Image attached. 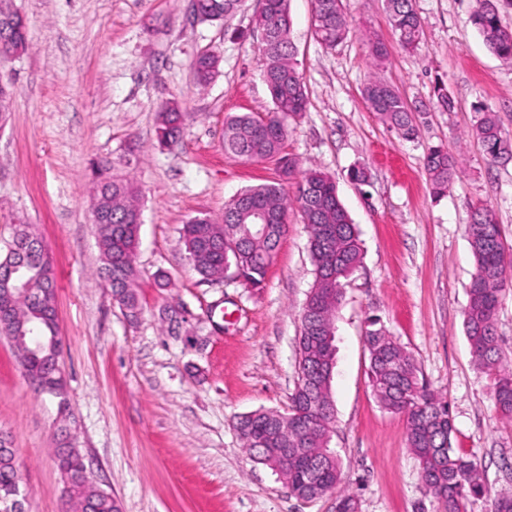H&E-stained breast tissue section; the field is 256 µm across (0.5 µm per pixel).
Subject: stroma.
<instances>
[{
    "instance_id": "stroma-1",
    "label": "stroma",
    "mask_w": 512,
    "mask_h": 512,
    "mask_svg": "<svg viewBox=\"0 0 512 512\" xmlns=\"http://www.w3.org/2000/svg\"><path fill=\"white\" fill-rule=\"evenodd\" d=\"M29 46L0 75L13 107L0 123V255L18 223L30 224L52 260L62 336L64 395L30 386L0 336V433L11 441L27 512H67L55 460L61 427L81 448L98 488L120 512H334L335 493L294 498L245 452L238 416L287 410L298 376L300 313L314 281L308 231L288 212L263 287L233 275L204 280L180 240L195 216L221 219L239 190L275 181V162L224 152V119L270 111L261 74L260 0L222 22H197L190 0H12ZM422 36L413 49L394 34L385 0H350L351 30L335 49L314 36L312 0H290L291 40L307 89L284 152L298 170L331 176L357 227L363 259L344 282L336 313L335 421L330 448L342 487L361 512H442L406 445L403 419L383 410L368 378L366 321L378 317L444 397L453 446L478 462L488 498L512 496V422L496 410L492 381L464 333L466 287L475 271L471 208L491 207L512 249V162L491 163L467 136L478 109L512 132V65L490 54L469 16L475 0H413ZM387 59L374 68L370 40ZM215 54L206 88L193 62ZM379 72L409 103L429 102L444 82L455 109L423 113L406 140L368 109L362 89ZM178 101L183 137L159 143L156 111ZM459 163L445 196H433L429 147ZM130 175L143 211L137 267L141 307L128 321L98 278L90 188L97 165ZM367 168L368 184L352 181Z\"/></svg>"
}]
</instances>
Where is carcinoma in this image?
<instances>
[{
  "instance_id": "cac0c4a2",
  "label": "carcinoma",
  "mask_w": 512,
  "mask_h": 512,
  "mask_svg": "<svg viewBox=\"0 0 512 512\" xmlns=\"http://www.w3.org/2000/svg\"><path fill=\"white\" fill-rule=\"evenodd\" d=\"M390 23L400 44L412 49L421 39L422 24L413 0H386ZM244 0H195V13L204 22H219L234 14ZM289 0H266L256 18L265 37L259 48L263 79L273 108L260 115L236 113L224 121V153L255 162L274 161L279 180L240 190L224 205V218L214 222L195 217L182 225L181 241L195 271L205 279H218L232 268L248 288L262 287L267 268L287 232L288 210L300 212L309 232V251L314 266L312 294L301 318L298 347L301 356L297 384L288 411L256 410L238 417L236 429L242 447L258 463L274 459L282 448L296 451L288 457V484L292 495L313 500L334 490L341 481V461L329 448L334 419L331 382L335 363L336 312L343 299V280L362 263L363 251L351 216L341 203L335 182L320 170L302 173L296 190L288 183L296 161L284 154L289 120L307 107L302 74L295 62L290 39ZM315 36L327 49H334L348 36V0H314ZM12 18L0 27V71L28 48L25 19L0 0V18ZM470 22L483 36L488 49L512 63V27L503 24L497 0H476ZM218 69L209 53L194 63L196 82L205 86ZM370 111L401 137L417 134L416 113L398 91L378 74L362 90ZM434 105L443 112L454 110V101L443 85L434 88ZM182 115L177 102L165 101L158 110L160 143L180 141ZM467 137L477 141L487 157L497 162L512 159V133L490 111H482ZM425 169L431 192H448L458 172V161L443 146L429 148ZM93 206L102 219L98 228L100 278L112 288L120 306L139 307L136 292L142 210L138 190L128 175L100 171L93 187ZM259 208L267 216L268 232L257 234L250 211ZM469 242L475 273L468 288L464 332L475 363L493 378V398L502 417L512 420V364L499 345L497 313L500 298L512 283V257L508 256L495 212L487 207L471 211ZM28 283L29 294H14L12 302L0 303V335L9 337L18 351L25 374L43 384L42 390L63 394L61 373L54 369L61 347L56 317L53 269L42 241L30 225L20 224L0 257V299L16 279ZM369 382L379 404L404 418L407 447L417 458L421 479L441 503L443 512H469L471 499L485 495L478 463L452 446L453 424L448 402L430 390L420 378L407 351L376 318L368 320L365 332ZM58 469L68 480L66 492L71 512H119L112 494L76 475L84 470L81 449L68 444L56 449ZM22 490L14 452L0 436V500Z\"/></svg>"
}]
</instances>
